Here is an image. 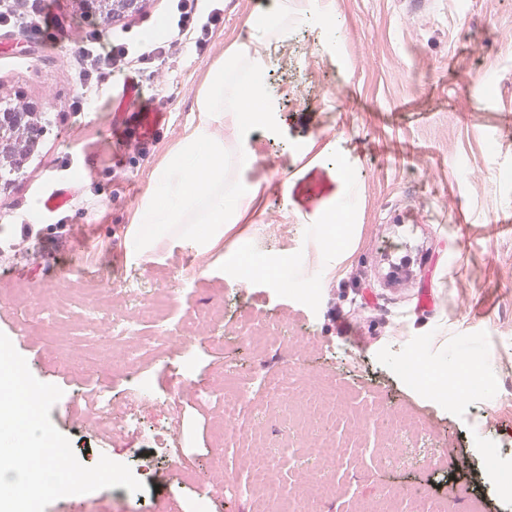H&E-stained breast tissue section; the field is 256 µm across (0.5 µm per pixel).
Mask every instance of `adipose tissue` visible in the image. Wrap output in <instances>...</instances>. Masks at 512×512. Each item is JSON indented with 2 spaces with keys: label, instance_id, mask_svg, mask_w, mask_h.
Listing matches in <instances>:
<instances>
[{
  "label": "adipose tissue",
  "instance_id": "1",
  "mask_svg": "<svg viewBox=\"0 0 512 512\" xmlns=\"http://www.w3.org/2000/svg\"><path fill=\"white\" fill-rule=\"evenodd\" d=\"M316 25L332 31L329 0H272L262 19H248L245 35L224 54L196 98L197 120L165 164L135 215L149 251L156 238L185 224H208L214 233L249 218L262 200L259 185L241 179L253 164L236 140L268 124L273 109L264 85L278 41L289 25ZM229 126L224 137L221 126Z\"/></svg>",
  "mask_w": 512,
  "mask_h": 512
}]
</instances>
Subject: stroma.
Segmentation results:
<instances>
[{
	"label": "stroma",
	"instance_id": "35a3bbf8",
	"mask_svg": "<svg viewBox=\"0 0 512 512\" xmlns=\"http://www.w3.org/2000/svg\"><path fill=\"white\" fill-rule=\"evenodd\" d=\"M52 6L54 43L0 26V92L40 104L49 119L14 182L0 185V332L37 380L62 389L50 418L83 465L99 461L108 435L111 460L133 469L147 462L151 470L143 496L104 488L57 499L45 512H66L77 501L86 512H156L168 501L195 512L206 487L207 512H253L250 477L238 467L240 450L219 411L173 394L188 361L199 386L220 374L248 390L244 418L264 432L286 491L319 460L287 419L269 415L267 382L289 367L298 381L335 384L348 405L333 427L344 453L327 473L331 492L307 512H356L393 492L403 495L405 512H430L441 498L454 512H469L475 495L484 512H512V498L495 491L485 450L489 443L510 449L512 465V409L497 407L512 394V270L501 266L512 259V0H431L420 11L408 0H334V49L320 29L289 30L266 76L278 119L248 141L254 164L246 178L269 184L261 210L204 248L196 240L208 236L205 224L193 236L163 238L154 249L159 262L138 287L146 299L184 272L172 320L188 327L217 313L223 321L213 335L158 349L127 368L111 366L99 395L138 401L141 418L140 429L113 434L72 403L84 376L112 359L111 340L98 338L97 315L82 302L125 304L116 286L131 269L112 265L123 228L195 122L210 70L267 0H224L209 49L201 54L184 42L158 64V82L117 69L89 95L70 70L86 40L107 43L124 28L149 39L151 29L166 28L169 4L144 0L138 12L105 26L85 15L79 0ZM127 85L138 86L143 125L156 137L134 168L123 164ZM343 171L356 204L329 249L323 219L343 191ZM57 187L79 210L76 223L58 244L22 241V225L49 223L40 197ZM398 215L405 223H395ZM270 222L287 225V236H267ZM406 264L414 279L388 285L387 273ZM243 268L250 272L245 285ZM424 288L434 299L425 312L417 307ZM252 320L286 325L288 334L256 349L231 332ZM292 336L303 348L289 349ZM405 358L435 383L457 360L475 363L477 389L464 401L432 398L403 377L398 364ZM140 375L151 382L144 395ZM372 401L423 425L397 457L381 456L375 421H365L361 441L352 438L354 417ZM448 444L453 456L433 469L430 459L443 457ZM174 455L183 459L181 469L170 467Z\"/></svg>",
	"mask_w": 512,
	"mask_h": 512
}]
</instances>
